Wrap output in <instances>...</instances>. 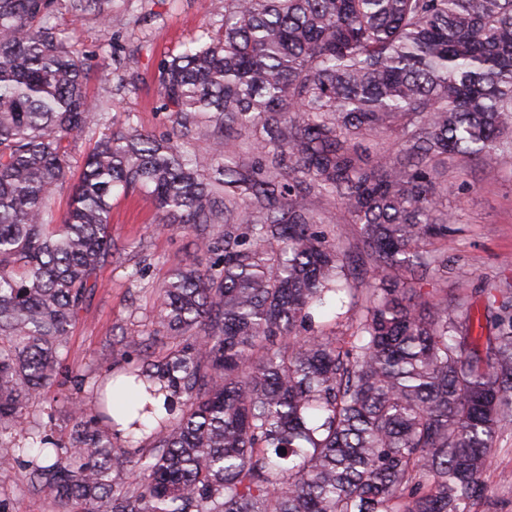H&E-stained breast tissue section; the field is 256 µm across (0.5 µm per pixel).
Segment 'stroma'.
<instances>
[{"mask_svg":"<svg viewBox=\"0 0 512 512\" xmlns=\"http://www.w3.org/2000/svg\"><path fill=\"white\" fill-rule=\"evenodd\" d=\"M224 0H116L108 26L87 20L57 18L72 48L93 75L94 94L115 103L117 117L134 113L139 128L161 136L169 118L157 95L160 64L184 46L201 41L208 23L220 20ZM120 68L121 77L101 74L102 57ZM448 207L455 215L448 236L449 264L464 268L465 281L448 278V296L479 297L487 284L512 289V160L488 169L481 163L454 158L448 162ZM154 208L144 195L117 196L112 201V236L124 243L110 266L99 275L69 343L67 365L95 377L109 366V341L144 336L155 302L154 290L170 271L198 258L190 231H159L152 225ZM486 478V497L475 512H512V487L498 483V474L512 471V425L496 443ZM0 497L10 512H59L53 500L31 495L17 468L0 467Z\"/></svg>","mask_w":512,"mask_h":512,"instance_id":"1","label":"stroma"}]
</instances>
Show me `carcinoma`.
Instances as JSON below:
<instances>
[{"label": "carcinoma", "instance_id": "1", "mask_svg": "<svg viewBox=\"0 0 512 512\" xmlns=\"http://www.w3.org/2000/svg\"><path fill=\"white\" fill-rule=\"evenodd\" d=\"M62 10L103 25L112 0H0V461L61 512H471L512 422V297L448 308L437 179L512 157V0H224L160 67L163 136L89 94ZM118 191L205 261L157 289L165 350L124 336L122 370L64 377L89 388L64 442L33 403L117 251Z\"/></svg>", "mask_w": 512, "mask_h": 512}]
</instances>
